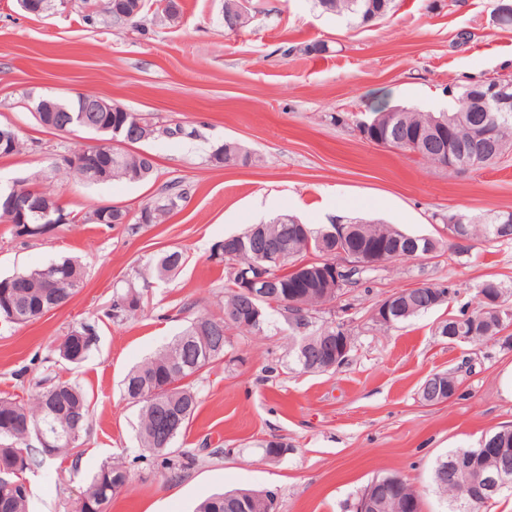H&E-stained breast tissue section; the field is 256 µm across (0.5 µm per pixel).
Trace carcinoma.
I'll list each match as a JSON object with an SVG mask.
<instances>
[{"instance_id": "obj_1", "label": "carcinoma", "mask_w": 512, "mask_h": 512, "mask_svg": "<svg viewBox=\"0 0 512 512\" xmlns=\"http://www.w3.org/2000/svg\"><path fill=\"white\" fill-rule=\"evenodd\" d=\"M140 3L136 17L123 19L120 14L131 11L134 2ZM322 11L344 16L359 24L381 21L393 15L396 0H314ZM87 13L83 19L94 22L98 13L106 15L114 25L135 21L150 6L149 0H105L102 11H97L92 0H84ZM480 85H467L457 97L456 105L449 112H424L415 108L396 109L385 112L377 107L373 110L380 118L378 124L362 133L371 132L387 142V146L411 154H419L422 159L440 164L454 172L475 170L485 164L473 159L456 158L445 161L433 150L417 151L411 138L426 134L437 121L448 123V119L458 115L466 107ZM66 108L64 112L53 113L54 126H79L83 100H56ZM92 131L102 135L105 141L120 131L125 136L136 124H142V132H152L156 125L136 112H96ZM486 124L500 149V155L512 151V112H485ZM252 159L242 147L231 148L224 143L209 157V162L217 167L246 165ZM156 170L154 159L144 152L124 153L121 158H112V148L102 145L90 156L81 149L62 155V164L54 165V172H63L93 184H104L112 179L125 178L130 181H148ZM37 176H28L13 181L12 189L21 196L36 202L43 192L33 187ZM160 192L169 196V202L161 205L156 200L144 204L136 215L137 224H162L171 215L182 210L188 190L179 181L163 185ZM461 219L466 230V238L480 235L487 242H510L512 231L506 220L512 221V212L502 211L489 215L481 221L468 213L448 217V232H453L455 218ZM19 214L5 206V197H0V221L12 225L13 233L19 237H34L38 228L51 223L52 216L34 214L25 210L26 223L18 222ZM382 247L388 252H399L398 259L408 260L412 256L441 247L437 239L404 233L386 224H371L356 220L342 226L330 224L313 228L308 224L285 222L279 216L259 228L251 227L241 234L231 235L217 245L213 256L226 262L224 279V306L222 315L208 313L195 315L188 325L158 353L140 366L131 370L124 380L125 397L139 406V436L142 447L152 455L162 458L165 468L174 471L182 467L179 458L183 452H175L178 437L186 431L190 420L197 411L198 393L186 379L200 374L224 359V354L233 348L226 336L231 328L245 335L263 332L272 315L269 301L260 299L254 304L247 303L235 291L237 285L234 268L252 270L263 267L277 280L279 300L298 299L305 305L304 315L288 320L289 336L293 347L289 352L291 365L303 372H324L325 359L335 356L336 349L344 341H353L344 326L338 324H317L314 314L320 307L329 304L342 295L344 288L359 284L362 277L376 271L372 266L362 265L351 268L348 277L341 279L340 285L329 290L325 288L327 262L336 258V248L341 247L355 253H363L370 246ZM283 246L287 258L279 265L265 261L264 251ZM186 255L180 250L160 253L148 268V275L160 280L174 276L185 264ZM57 276H84L83 267L70 258L50 262ZM494 283L496 288L477 287L476 306L460 316L444 322L439 327V335L452 336L456 327H464L463 341L482 342L496 337L504 325L512 324V306L507 303L506 289L495 278L483 280ZM77 288H47L39 272L34 270L18 273L9 278L8 283L0 280V318L11 323L23 324L41 318V308H55L65 305ZM395 306L388 318L379 321L381 326H393L419 314L433 310L451 298L448 287L424 284L411 290L400 289ZM235 306L238 316L226 319L229 306ZM141 308V294L134 288H127L117 296L112 305V319L122 321ZM93 329L82 325L70 330L56 348L58 357L69 363L84 361L93 344ZM210 337L207 346L198 342V337ZM459 387V379L451 372H438L426 378L420 387V394L435 397L451 396ZM61 403V414L51 417L46 408L52 397ZM90 402L85 390L74 382H58L40 390L31 403H21L11 397H0V512H28L29 496L17 493L12 482L18 477L7 473L10 468L25 472L31 468L33 459L18 460L16 451L28 450V442L35 437V427L49 430L54 427H78L75 446H80L87 431L90 419ZM164 416L179 418V427L167 438L162 437L159 420ZM487 476L499 480L494 491L483 489L481 481ZM129 481V472L123 463H104L92 476L82 492L78 512H106L112 498L117 496ZM435 493L446 503L448 512H487L492 502L501 494L512 493V429L504 427L482 437L476 446L452 448L445 457L436 461L432 472ZM378 491L381 507L378 512H423L421 493L407 480L397 474L375 478L361 495L356 512H361L366 500L373 491ZM194 512H275V496L268 491H254L241 500L236 491L215 493L202 500Z\"/></svg>"}]
</instances>
